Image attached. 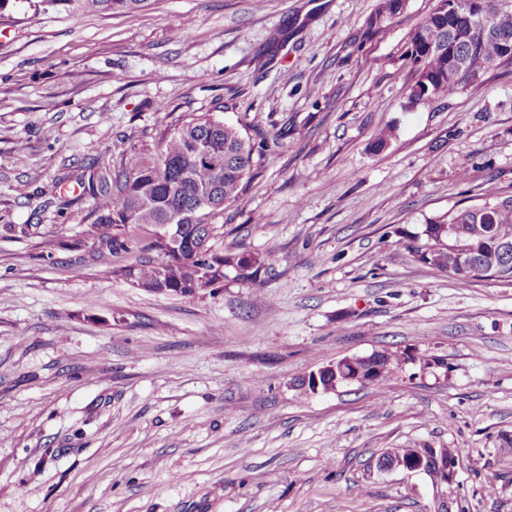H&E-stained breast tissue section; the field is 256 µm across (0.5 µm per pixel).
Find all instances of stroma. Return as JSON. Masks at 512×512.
I'll return each mask as SVG.
<instances>
[{
    "label": "stroma",
    "mask_w": 512,
    "mask_h": 512,
    "mask_svg": "<svg viewBox=\"0 0 512 512\" xmlns=\"http://www.w3.org/2000/svg\"><path fill=\"white\" fill-rule=\"evenodd\" d=\"M375 3L0 10V512H435L440 493L512 512V282L462 287L406 248L486 189L512 196V68L407 110V35L437 0L369 37ZM196 115L271 142L214 243L267 256L261 288L145 292L91 226L84 177ZM382 350L430 361L295 387ZM397 448L453 449L452 481L378 470ZM345 363H347V361H336L335 363L322 366L319 368V370L308 373L300 380L303 381L304 388L308 391L309 394H319L336 391L338 386H348L352 384L361 385L367 381L377 382L381 379V373L376 368H374V366H370L371 374L367 378L364 376L367 370L364 372L359 370L356 374L351 375L346 373L341 378H338V372L339 370L344 371ZM332 373L334 374V377L331 376L329 381L334 379V386H332L330 383H326L325 385L322 384L320 378L326 380V378L329 377Z\"/></svg>",
    "instance_id": "1"
}]
</instances>
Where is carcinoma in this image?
Listing matches in <instances>:
<instances>
[{"mask_svg": "<svg viewBox=\"0 0 512 512\" xmlns=\"http://www.w3.org/2000/svg\"><path fill=\"white\" fill-rule=\"evenodd\" d=\"M153 0H39L33 15L51 9L69 14L131 13ZM407 0H377L366 22L377 34L402 14ZM405 60L413 83L407 107L413 109L458 90L479 88L492 66H512V5L504 0H437L433 11L409 33ZM255 146L222 121L198 116L164 131L155 152L132 150L121 170L91 184L96 206L93 225L111 256L133 249L165 255V266L152 258L122 263L112 273L152 293L183 295L187 288H207L224 281L227 270L238 267L233 280L253 288L261 285L268 259L255 253L227 250L217 253L212 240L223 225L214 223L224 204L238 201L254 176ZM208 208H198L200 201ZM171 224L180 238L179 252L171 253L161 237V226ZM468 247L469 264L457 270L459 256L450 251L448 225ZM426 241L407 245L414 259L444 273L459 285L475 280H512V254H498V243H512V198L485 201L448 213L426 225ZM377 366L389 381L402 370L404 355L377 353Z\"/></svg>", "mask_w": 512, "mask_h": 512, "instance_id": "1", "label": "carcinoma"}]
</instances>
